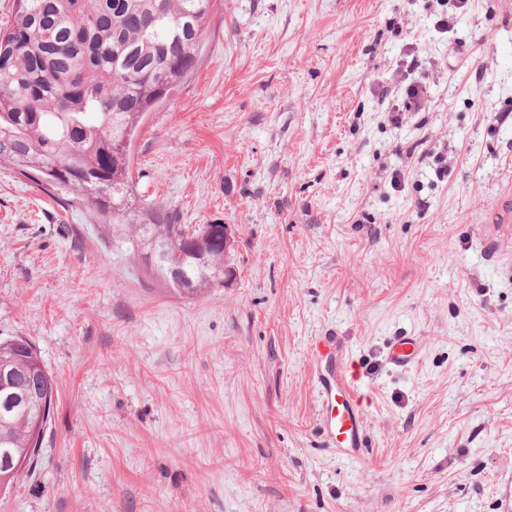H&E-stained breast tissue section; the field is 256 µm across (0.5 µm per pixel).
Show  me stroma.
I'll return each instance as SVG.
<instances>
[{"label":"stroma","mask_w":512,"mask_h":512,"mask_svg":"<svg viewBox=\"0 0 512 512\" xmlns=\"http://www.w3.org/2000/svg\"><path fill=\"white\" fill-rule=\"evenodd\" d=\"M205 28L132 174L179 223L231 226L227 285L178 294L0 163V339L57 381L0 512H503L512 0H215ZM327 328L359 367L360 458L320 434ZM420 350L413 336H399L388 347L387 359L390 365L399 369L413 367L419 360Z\"/></svg>","instance_id":"obj_1"}]
</instances>
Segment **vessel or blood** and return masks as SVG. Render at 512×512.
Returning a JSON list of instances; mask_svg holds the SVG:
<instances>
[{"instance_id": "vessel-or-blood-1", "label": "vessel or blood", "mask_w": 512, "mask_h": 512, "mask_svg": "<svg viewBox=\"0 0 512 512\" xmlns=\"http://www.w3.org/2000/svg\"><path fill=\"white\" fill-rule=\"evenodd\" d=\"M314 355L325 360L323 370L317 371L315 383L320 412V430L326 444L337 451L355 455L367 446V428L354 387L350 368L352 361L345 345L333 333L314 337ZM420 350L415 337L400 336L388 347L390 365L399 369L413 367Z\"/></svg>"}]
</instances>
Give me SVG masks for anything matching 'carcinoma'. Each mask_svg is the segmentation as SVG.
<instances>
[{"label":"carcinoma","mask_w":512,"mask_h":512,"mask_svg":"<svg viewBox=\"0 0 512 512\" xmlns=\"http://www.w3.org/2000/svg\"><path fill=\"white\" fill-rule=\"evenodd\" d=\"M213 0H15L0 30V163L90 207L187 297L223 285L224 241L145 205L130 148L194 67ZM57 386L35 347L0 340V493L31 467Z\"/></svg>","instance_id":"1"}]
</instances>
